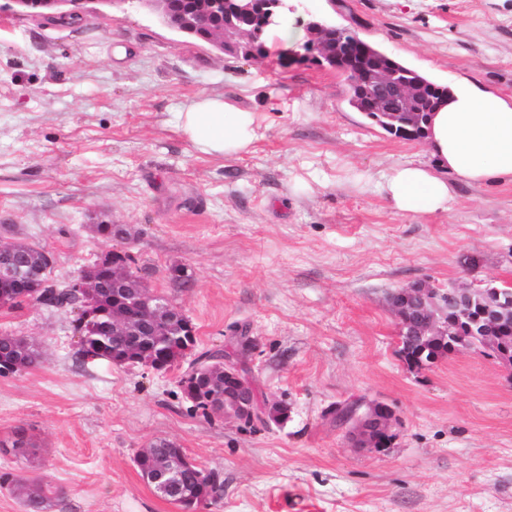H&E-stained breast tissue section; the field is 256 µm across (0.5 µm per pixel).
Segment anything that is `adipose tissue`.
<instances>
[{
	"label": "adipose tissue",
	"mask_w": 512,
	"mask_h": 512,
	"mask_svg": "<svg viewBox=\"0 0 512 512\" xmlns=\"http://www.w3.org/2000/svg\"><path fill=\"white\" fill-rule=\"evenodd\" d=\"M174 118L182 135L208 155H238L257 137L253 113L221 97L200 96ZM428 143L440 166L464 181L512 180V99L475 87L452 92L432 115ZM383 189L403 212H444L454 198L446 176L420 162L394 169Z\"/></svg>",
	"instance_id": "adipose-tissue-1"
}]
</instances>
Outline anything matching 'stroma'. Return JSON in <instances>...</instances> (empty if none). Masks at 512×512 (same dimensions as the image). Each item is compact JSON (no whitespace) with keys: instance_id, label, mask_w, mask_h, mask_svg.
I'll use <instances>...</instances> for the list:
<instances>
[{"instance_id":"35a3bbf8","label":"stroma","mask_w":512,"mask_h":512,"mask_svg":"<svg viewBox=\"0 0 512 512\" xmlns=\"http://www.w3.org/2000/svg\"><path fill=\"white\" fill-rule=\"evenodd\" d=\"M349 27L418 73L512 97V0H295L284 20ZM217 52L127 0L73 24L0 13V225L43 247L64 288L127 251L183 310L197 343L154 371L83 360L70 309L0 308V335L41 363L0 376V512H26L13 480L59 488L46 512H182L134 457L165 439L224 488L197 512H512V370L474 351L412 368L399 289L512 284V182L456 181L448 211L401 212L382 191L426 141L388 135L347 102L336 72ZM253 112L249 151L195 149L174 114L199 94ZM99 224H125L110 240ZM185 268L187 282L173 280ZM247 334L243 367L285 422L208 419L179 387L198 354ZM381 401L394 438L355 446L333 406Z\"/></svg>"}]
</instances>
